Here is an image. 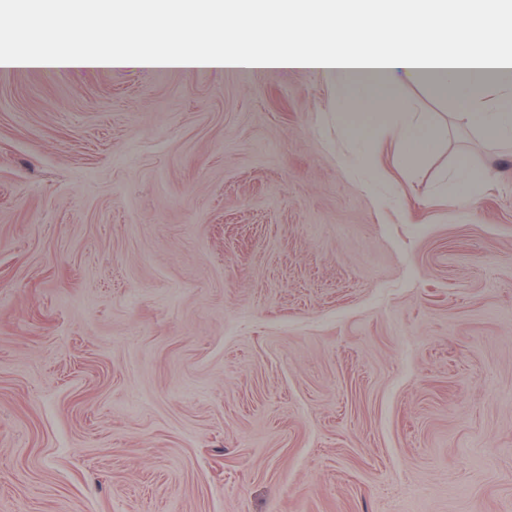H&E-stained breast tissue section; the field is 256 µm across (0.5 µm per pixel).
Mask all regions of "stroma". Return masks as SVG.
<instances>
[{
	"label": "stroma",
	"mask_w": 512,
	"mask_h": 512,
	"mask_svg": "<svg viewBox=\"0 0 512 512\" xmlns=\"http://www.w3.org/2000/svg\"><path fill=\"white\" fill-rule=\"evenodd\" d=\"M393 88L378 199L315 72L0 67V512H512V143Z\"/></svg>",
	"instance_id": "obj_1"
}]
</instances>
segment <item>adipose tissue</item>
<instances>
[{"mask_svg":"<svg viewBox=\"0 0 512 512\" xmlns=\"http://www.w3.org/2000/svg\"><path fill=\"white\" fill-rule=\"evenodd\" d=\"M94 11H74L72 43L66 54L1 56L0 64L57 68L79 66H140L181 69L297 68L328 78L354 109L341 113L345 132L358 137L376 127L392 139L416 143L430 138L426 118L394 122L404 103L386 83L398 74L410 84L431 80L455 102L456 121L490 139H512V8L506 0H235L226 10L223 0H174L179 26L170 44L146 55L119 49L101 53L83 45L89 18H108L135 31L148 20L147 0H123L113 13L112 0H96ZM288 16L283 46L243 53L210 48L213 27L228 20L253 27L266 13ZM349 31L348 46L332 40L338 22ZM365 78L378 80L368 96L353 98Z\"/></svg>","mask_w":512,"mask_h":512,"instance_id":"adipose-tissue-1","label":"adipose tissue"}]
</instances>
